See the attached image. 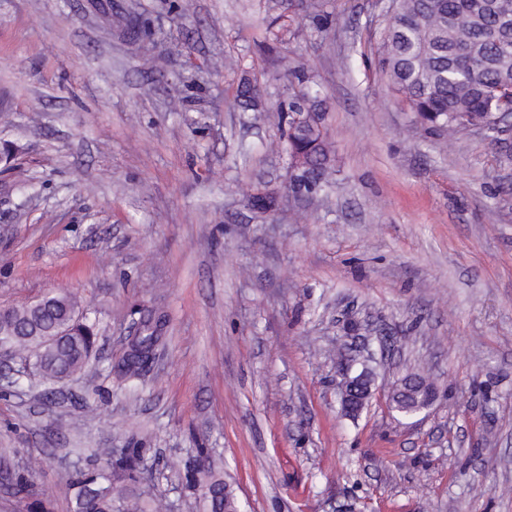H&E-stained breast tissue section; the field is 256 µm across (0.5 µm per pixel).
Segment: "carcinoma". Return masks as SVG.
<instances>
[{"label":"carcinoma","instance_id":"1","mask_svg":"<svg viewBox=\"0 0 512 512\" xmlns=\"http://www.w3.org/2000/svg\"><path fill=\"white\" fill-rule=\"evenodd\" d=\"M512 20V0H396L395 11L381 30L379 64L393 89L418 114L426 132L453 136L470 127L484 129L497 142L505 129L500 113L512 112V41L501 21ZM288 152L311 149L320 171L297 176L317 179L330 164L322 134L290 121ZM80 316L78 303L67 294H52L38 309L30 305L0 311V346L18 352L23 368L33 367L47 378L68 377L89 359L94 327ZM65 322L69 334L39 348L54 325ZM115 451L100 448L92 458L106 457L107 467L80 474L73 482V512H146L141 503L148 491H114L115 469L131 472L128 455L112 460ZM211 512H224L231 492L213 480Z\"/></svg>","mask_w":512,"mask_h":512}]
</instances>
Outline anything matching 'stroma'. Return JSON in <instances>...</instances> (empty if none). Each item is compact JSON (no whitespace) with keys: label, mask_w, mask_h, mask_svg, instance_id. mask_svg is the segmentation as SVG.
<instances>
[{"label":"stroma","mask_w":512,"mask_h":512,"mask_svg":"<svg viewBox=\"0 0 512 512\" xmlns=\"http://www.w3.org/2000/svg\"><path fill=\"white\" fill-rule=\"evenodd\" d=\"M386 5L0 0V308L65 292L96 333L62 379L0 352V512H26L17 475L70 512L91 448L135 450L114 485L164 512H204L211 469L244 512H512V153L424 134L378 66ZM305 84L332 157L311 189L285 147ZM346 340L375 358L354 418ZM414 373L435 397L408 418ZM361 380L364 384L360 386L359 392L351 389H343L341 392V401L346 406V411L353 417L362 412L372 395L370 376L365 375Z\"/></svg>","instance_id":"35a3bbf8"}]
</instances>
